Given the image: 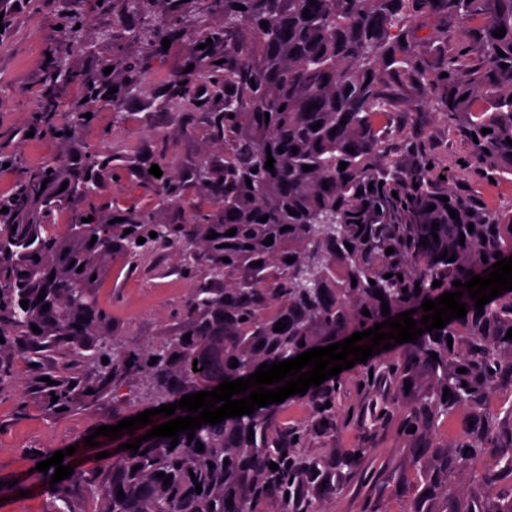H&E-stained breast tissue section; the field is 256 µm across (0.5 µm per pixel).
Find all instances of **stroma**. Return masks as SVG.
<instances>
[{"label":"stroma","instance_id":"stroma-1","mask_svg":"<svg viewBox=\"0 0 512 512\" xmlns=\"http://www.w3.org/2000/svg\"><path fill=\"white\" fill-rule=\"evenodd\" d=\"M61 6V0H20L18 8L0 17V25L7 28L0 35V156L15 154L23 159L22 167L0 171V190L43 161L70 154L73 146L45 136L31 121L45 52L60 37L55 23ZM185 62L183 44L173 42L163 63L149 74L143 93L128 102L123 123H113L112 112L103 103L89 105L91 118L77 144L112 153L119 167L117 176L106 178L96 196L100 207H132L151 213L159 224L184 223L185 205L160 204L156 192L140 185L128 169L149 160L163 174L187 176L203 156H218V147L207 137L205 113L165 111L152 102L167 77L183 69ZM398 122L404 139L425 142L452 159L469 152L466 142L447 132L425 105L401 114ZM448 183L459 193L476 194L488 209L512 203L508 179L483 183L475 170L452 168ZM182 262L178 250L153 249L142 255L137 266L113 263L97 298L115 346L135 348L178 333L186 304L208 278L202 266L181 273ZM65 359L64 351L55 350L40 353L32 363L15 360L13 381L0 392V512H53L58 505L64 512H95L98 506L97 498L80 482L69 483L65 503H58L35 469L37 457L72 445L74 469L106 472V461L95 457L97 448L82 446L81 441L95 428L126 415L128 402L106 397L51 414L36 401L24 405L19 400L21 392ZM429 387V377L420 376L409 391L399 393L398 407L384 420L341 423L312 440L307 455L321 458L327 468L325 480L314 481L310 488L320 512H404L416 492L410 459L417 443L404 436L403 425ZM349 448L361 449V456L346 459Z\"/></svg>","mask_w":512,"mask_h":512}]
</instances>
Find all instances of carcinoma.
Masks as SVG:
<instances>
[{"instance_id":"obj_1","label":"carcinoma","mask_w":512,"mask_h":512,"mask_svg":"<svg viewBox=\"0 0 512 512\" xmlns=\"http://www.w3.org/2000/svg\"><path fill=\"white\" fill-rule=\"evenodd\" d=\"M65 2L56 20L61 39L49 49L35 124L53 138L59 132L61 140L76 139L87 122L83 99L103 98L100 76L108 66L120 76L112 94L113 121L125 120L127 102L142 93L154 62L163 56V38L180 39L192 54L193 69L171 76L169 89L155 102L160 109L206 113L207 134L223 147V157H205L191 173L202 196L189 205L183 224H155L150 214L136 210L115 221L94 201L101 181L114 170L115 156L89 148L76 161L50 159L0 191V209L8 208L0 212V337L5 340L0 391L12 382L13 359L30 360L55 348L73 357L91 350L87 369L77 371L64 362L50 375L54 384L42 381L30 396L49 410L70 408L79 398L115 396L141 379L155 409L186 394L211 391L225 378L246 377L264 362L295 358L372 328L386 320L384 301L390 317L414 309L418 321L425 315L424 299L458 291L452 282L470 280L469 271L492 272L495 252L512 255V204L486 210L474 194L451 190L434 172L455 161L424 143H407L400 157L393 150L399 137L394 117L412 104L414 92L443 126L470 145L464 163L494 179L512 176V145L507 144L512 140V0ZM306 8L309 19L302 16ZM91 10L112 16V36L104 28L99 32L100 41L112 45V56L100 58L94 70H78L72 57L85 48L82 27ZM217 15L223 18L220 25L213 24ZM501 27L504 37H494ZM457 32L463 39L448 45L449 34ZM124 43L139 45V56L125 58ZM312 104L315 108L308 109ZM318 121L321 127L311 130ZM483 128L489 132L481 133ZM268 149L275 160L272 172L265 169ZM305 165L312 170L303 171ZM131 174L155 188L162 204L184 200L185 181L178 175L160 182L147 169ZM432 204L435 209L427 210ZM450 209L458 218L450 217ZM66 213L67 231L57 234L55 220ZM265 215L267 221H258ZM89 216L93 220L85 221ZM434 222L439 226L433 236ZM284 226L289 230L280 231ZM128 228L131 232L124 233ZM232 228L235 235H226ZM151 231L157 237H150ZM213 231L218 237L208 238ZM269 236L273 243L263 244ZM424 237L426 246L420 244ZM150 245L180 247L188 265L207 262L208 275L224 287L205 282L197 289L185 310L182 335L143 348L110 349L98 288L114 261L134 264ZM389 247L394 252L388 255ZM444 253L447 257L440 258ZM452 255L456 260L447 261ZM225 257L230 262H223ZM259 260L262 265H254ZM387 273L392 277L384 278ZM435 280L441 286H432ZM377 291L382 298L375 297ZM461 301L467 304L466 317L408 343L411 355L395 346L355 364L368 404L350 412L349 421L367 408L376 418L388 415L395 401L379 396V389L401 388L423 372L431 385L404 424L416 427L407 436L433 438L439 421L461 406L474 417L455 454L428 446L413 457L424 487L405 512H512L511 489L496 497L484 491L512 476V453L501 451L512 449V428L484 408L504 378L512 379V338L506 337L512 329V291L485 304L479 316L468 292ZM365 309L370 316L362 314ZM283 319L286 329L274 331ZM195 361L199 372L193 371ZM345 374L302 395L314 413L309 423L280 426V405L272 403L203 425L191 441L182 433L173 449L169 438L144 441L137 452L124 449L112 458L102 481L96 472L73 477L94 486L96 512H257L263 502L275 503L277 512H318L306 483L325 466L298 452L336 427V397ZM478 458L486 462V472L479 487L462 498L452 473ZM272 462L279 469H270ZM159 472L172 476L170 484L156 477Z\"/></svg>"}]
</instances>
